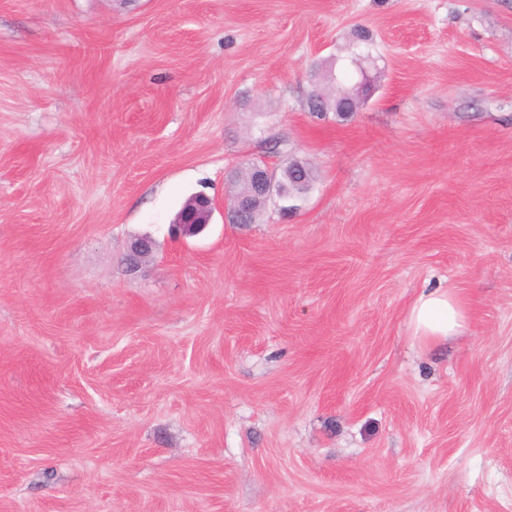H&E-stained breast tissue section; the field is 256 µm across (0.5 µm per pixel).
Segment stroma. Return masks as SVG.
<instances>
[{
  "mask_svg": "<svg viewBox=\"0 0 512 512\" xmlns=\"http://www.w3.org/2000/svg\"><path fill=\"white\" fill-rule=\"evenodd\" d=\"M0 512H512V0H0ZM369 60H371V54L369 52H361L359 54H355V58L352 60L354 69L348 68L350 74L352 75L353 81L356 80L353 85V89H355L359 97H363L364 91L368 90L367 86L370 80V76L363 66V63ZM274 194L287 198L292 190L284 183L276 182L273 172L264 162L254 161L249 164L248 189L232 200L231 219L235 224H251L254 207L259 200H268ZM214 202L204 194H195L187 199L176 215L173 227L179 237L200 234L208 224L214 210ZM407 320L413 338L431 344L464 333L469 324V308L448 289H427L411 304Z\"/></svg>",
  "mask_w": 512,
  "mask_h": 512,
  "instance_id": "1",
  "label": "stroma"
}]
</instances>
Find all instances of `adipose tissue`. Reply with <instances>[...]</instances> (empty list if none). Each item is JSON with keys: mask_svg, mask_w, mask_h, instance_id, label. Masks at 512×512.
<instances>
[{"mask_svg": "<svg viewBox=\"0 0 512 512\" xmlns=\"http://www.w3.org/2000/svg\"><path fill=\"white\" fill-rule=\"evenodd\" d=\"M407 320L413 338L431 344L464 333L469 324V308L452 291L427 289L413 301Z\"/></svg>", "mask_w": 512, "mask_h": 512, "instance_id": "1", "label": "adipose tissue"}]
</instances>
